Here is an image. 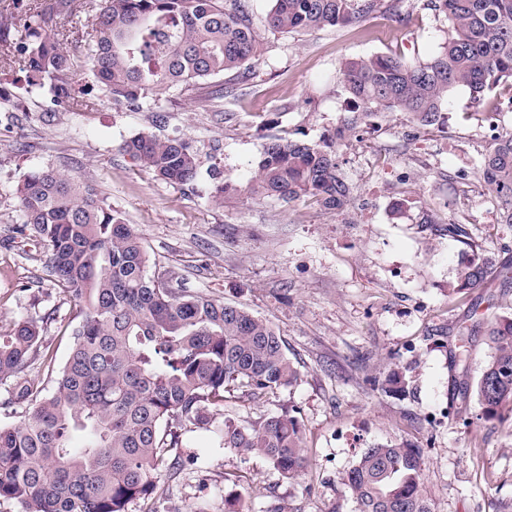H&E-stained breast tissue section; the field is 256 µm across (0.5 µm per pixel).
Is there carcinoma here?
<instances>
[{
    "label": "carcinoma",
    "instance_id": "carcinoma-1",
    "mask_svg": "<svg viewBox=\"0 0 512 512\" xmlns=\"http://www.w3.org/2000/svg\"><path fill=\"white\" fill-rule=\"evenodd\" d=\"M269 29L295 33L353 24L385 7L384 0H273ZM448 22V39L425 62L384 54L351 58L340 78L361 114L406 112L419 126L441 125L448 92L462 86L478 107L512 79V0H427ZM89 15L90 30L71 53L66 25ZM32 86L71 95V74L89 66L100 94L139 106L161 101L232 74L245 79L260 56V36L247 0H43L30 7L21 37ZM133 162L181 186L196 181L202 158L188 142L138 135L121 144ZM477 174L494 203L498 223L512 228V133L494 136ZM254 196L310 201L343 210L353 188L327 145L271 139L263 146ZM23 230L42 248L47 277L80 316L64 366L42 365L52 387L42 392L23 379L41 346L40 327L20 320L0 334V383L13 381L5 410L19 421L0 424V499L18 512H128L156 493L162 468L176 469L170 450L182 432L212 426L235 392L253 398L292 387L297 369L266 320L240 304H226L147 274L149 255L135 225L92 185L47 166L24 173L16 188ZM452 294L486 281L495 259L468 242ZM493 350L463 397L477 401L475 417L491 421L512 406V313L490 320ZM87 443L72 447L73 435ZM218 447L265 457L296 480L310 465L305 428L293 408L247 425L231 419L216 430ZM422 449L373 442L346 473L357 512H433L424 491Z\"/></svg>",
    "mask_w": 512,
    "mask_h": 512
}]
</instances>
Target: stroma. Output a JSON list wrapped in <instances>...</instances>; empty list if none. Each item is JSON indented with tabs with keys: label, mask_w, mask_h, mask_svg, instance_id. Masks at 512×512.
<instances>
[{
	"label": "stroma",
	"mask_w": 512,
	"mask_h": 512,
	"mask_svg": "<svg viewBox=\"0 0 512 512\" xmlns=\"http://www.w3.org/2000/svg\"><path fill=\"white\" fill-rule=\"evenodd\" d=\"M423 3L400 0L395 16L380 10L354 25L282 34L266 25L272 0H250L262 52L230 94L204 84L134 110L100 96L84 66L73 76L75 99L19 90L14 110L0 112V333L32 319L41 353L60 366L71 351L73 304L46 277L40 248H18L17 182L51 166L93 185L137 227L149 276L246 306L280 332L299 372L293 387L259 400L237 392L214 423L296 408L311 461L303 477L287 480L264 457L217 447L195 429L171 451L177 469L160 470L156 494L129 512H224L231 490L248 512H354L343 476L375 441L422 448L435 512H512V411L480 421L459 395L491 353L486 322L512 312V284L495 275L454 299L467 248L442 231L451 220L464 224L498 268H512V230L498 224L477 179L492 132H512V87L492 93L502 107L493 129L459 87L445 125L380 112L336 137L359 112L339 79L342 62L373 54L422 62L445 41L447 23ZM141 134L188 141L203 160L196 182L169 184L136 166L119 146ZM275 137L333 143L352 206L252 196L259 154ZM214 165L224 171L220 204ZM429 214L436 223H425ZM462 325L470 335H459ZM390 372L403 391L373 387Z\"/></svg>",
	"instance_id": "stroma-1"
}]
</instances>
